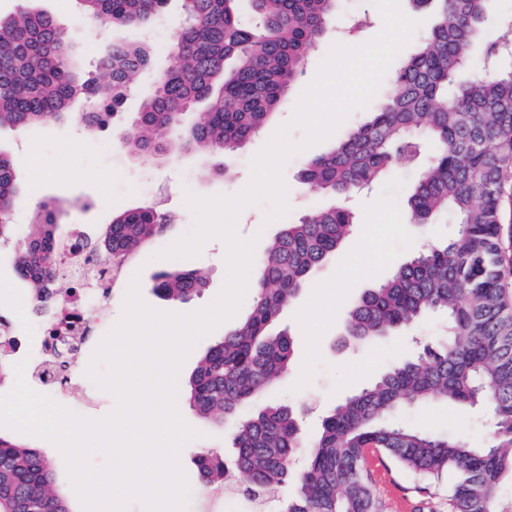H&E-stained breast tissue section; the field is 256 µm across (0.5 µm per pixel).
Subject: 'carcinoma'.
I'll list each match as a JSON object with an SVG mask.
<instances>
[{
    "label": "carcinoma",
    "instance_id": "1",
    "mask_svg": "<svg viewBox=\"0 0 512 512\" xmlns=\"http://www.w3.org/2000/svg\"><path fill=\"white\" fill-rule=\"evenodd\" d=\"M92 23L139 26L167 0H76ZM188 23L171 44L172 65L159 76L120 142L138 157L171 150L234 153L277 119L310 50L339 0H182ZM492 0H410L434 24L392 66L381 100L326 154L300 170L302 181L329 203L296 224H283L256 262V292L239 325L199 360L184 394L200 418L229 423L235 457L226 465L210 452L198 457L214 488L233 479L240 494L269 495L276 512H379L366 460L378 452L424 482L448 479V512H512L499 495L512 482V290L505 287L512 255L503 243L505 204L512 200V16L490 15ZM72 35L58 20L26 3L0 16V130L22 131L68 114L85 98L77 122L89 134L107 129L149 48L112 44L98 61L100 76L82 69ZM202 107L200 119L185 115ZM399 161L417 178L407 198L410 224L448 215L455 229L429 242L385 281L367 289L346 312V335L379 340L420 323L444 319L441 336L417 354L389 365L346 396L322 419L301 470L304 411L263 403L288 377L294 340L278 328L283 309L323 267L356 225L343 201L378 184ZM18 175L0 146V246L17 242L15 268L31 290L32 312L83 287L58 275L59 205L43 203L26 238L16 239L11 215ZM172 216L152 205L112 216L104 234L78 236L80 263L114 262L138 253L165 232ZM207 285L199 270L158 276L155 292L186 301ZM452 402L485 410L492 440L474 447L395 422L410 406ZM66 464L0 435V512H73L55 480ZM292 493L279 496L285 487Z\"/></svg>",
    "mask_w": 512,
    "mask_h": 512
}]
</instances>
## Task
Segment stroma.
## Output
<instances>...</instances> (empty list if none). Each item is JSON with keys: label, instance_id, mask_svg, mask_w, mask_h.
I'll return each instance as SVG.
<instances>
[{"label": "stroma", "instance_id": "1", "mask_svg": "<svg viewBox=\"0 0 512 512\" xmlns=\"http://www.w3.org/2000/svg\"><path fill=\"white\" fill-rule=\"evenodd\" d=\"M37 6L75 35L86 69H95L101 54L114 41L137 42L152 48L148 68L138 74L123 104V111L129 118L139 112L144 98L154 91L158 76L169 68V46L186 22L181 0H168L162 13L143 28L111 29L91 23L80 15L75 0H37ZM382 29L381 14L372 0H343L339 13L310 51L276 125L261 129L243 150L228 158L220 153L205 156L174 153L137 158L120 146L114 134L93 137L75 122H49L21 132H0V145L9 150L21 180L20 207L11 216L18 227L30 224L35 205L46 199L68 204L61 226L65 233L78 226L93 235L100 233L111 223L114 211L148 203L176 217L164 237L148 244L122 264L103 308L101 323L81 349L76 390L54 393L34 378L29 381L32 389L52 396L60 406L90 420L102 419L115 410L114 394L98 388L86 369L103 338L119 321L131 280H138L140 296L147 306L176 314H189L209 306L225 282L227 247L221 239L206 241L195 257L165 258L161 255L162 250L194 227L195 216L186 204V193L211 197L241 192L250 181L253 158L274 135L277 125L288 123L292 118L301 95L315 79L331 47L340 41L348 47L361 46L378 36ZM365 115L362 109L352 111L335 130L333 138L309 146L286 162L282 177L288 193V212L282 220L266 222L269 204L265 201L247 205L240 211L237 232L245 239L256 238L255 255L264 253L282 224L296 223L323 205L322 196L300 181L299 171L307 159L326 153L334 138L342 137ZM34 152L54 168V177L39 181L32 177L29 163ZM223 161L229 162L232 178L211 175V168ZM412 183V172L400 162L390 182L351 199L358 220L353 236L309 281L281 317V327L289 330L296 340L295 369L268 391L264 399L305 408L301 422L305 443H312L322 416L337 400L365 386L389 364L416 354L417 339L432 340L440 334V322L433 316L404 336H390L354 348L337 346L338 338L344 334L347 306L366 288L385 280L396 265L422 249L428 241L446 237L452 230L448 223L424 227L407 224L405 196ZM178 267L205 271L206 288L186 302L161 299L154 291L155 275ZM27 293L15 273L11 248L1 247L0 314L13 313L21 341L18 352L8 359L12 366L24 360L36 365L41 356L40 321L31 310L18 312L14 309L15 297ZM180 416L198 433L179 454L191 489L188 512H253V504L248 499L240 495L218 499L198 477L196 459L201 453L231 455V427L202 420L186 407L182 408ZM396 420L417 430L456 435L476 447L486 446L491 440L485 415L468 406L415 407L397 413ZM367 466L382 512H448L447 485L421 491L418 478L376 452L369 454Z\"/></svg>", "mask_w": 512, "mask_h": 512}]
</instances>
